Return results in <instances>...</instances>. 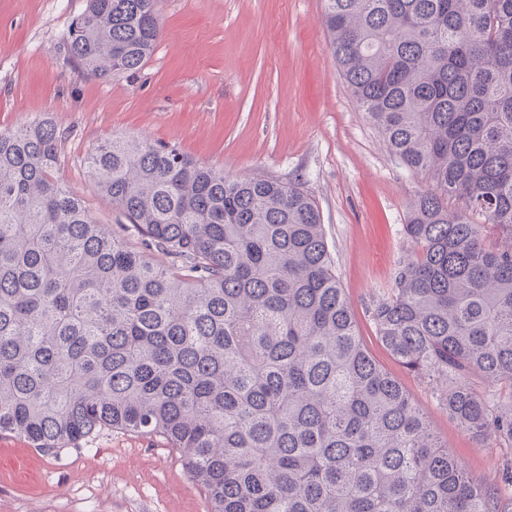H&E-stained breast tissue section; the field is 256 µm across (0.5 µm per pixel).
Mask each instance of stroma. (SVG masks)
<instances>
[{
    "mask_svg": "<svg viewBox=\"0 0 512 512\" xmlns=\"http://www.w3.org/2000/svg\"><path fill=\"white\" fill-rule=\"evenodd\" d=\"M86 0H0V130L50 116L59 175L106 229L134 233L100 196L84 159L134 135L226 175L297 184L320 210L336 275L374 360L423 411L477 484H498L512 450L478 442L378 341L368 317L409 249L408 205L424 187L389 154L332 57L323 0H157L163 33L136 74L108 81L66 67L59 43ZM178 450L104 428L47 452L0 442V512H209Z\"/></svg>",
    "mask_w": 512,
    "mask_h": 512,
    "instance_id": "stroma-1",
    "label": "stroma"
}]
</instances>
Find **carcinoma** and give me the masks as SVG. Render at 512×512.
Here are the masks:
<instances>
[{
	"label": "carcinoma",
	"mask_w": 512,
	"mask_h": 512,
	"mask_svg": "<svg viewBox=\"0 0 512 512\" xmlns=\"http://www.w3.org/2000/svg\"><path fill=\"white\" fill-rule=\"evenodd\" d=\"M157 0H87L66 65L132 75ZM353 99L404 168L409 254L370 317L448 415L512 448V0H324ZM49 117L0 131V434L180 451L211 512H502L369 355L314 200L132 136L85 165L145 250L58 176ZM168 260L160 266L145 251Z\"/></svg>",
	"instance_id": "1"
}]
</instances>
